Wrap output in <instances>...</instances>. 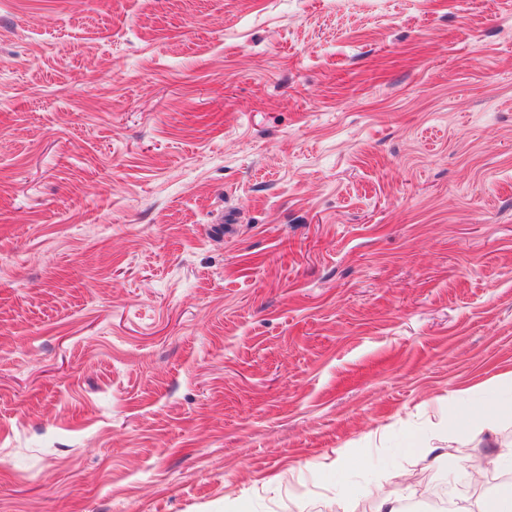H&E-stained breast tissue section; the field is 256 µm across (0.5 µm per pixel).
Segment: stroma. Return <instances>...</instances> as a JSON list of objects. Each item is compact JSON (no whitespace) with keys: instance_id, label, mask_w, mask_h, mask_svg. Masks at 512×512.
Listing matches in <instances>:
<instances>
[{"instance_id":"obj_1","label":"stroma","mask_w":512,"mask_h":512,"mask_svg":"<svg viewBox=\"0 0 512 512\" xmlns=\"http://www.w3.org/2000/svg\"><path fill=\"white\" fill-rule=\"evenodd\" d=\"M509 372L512 0H0V512H375Z\"/></svg>"}]
</instances>
